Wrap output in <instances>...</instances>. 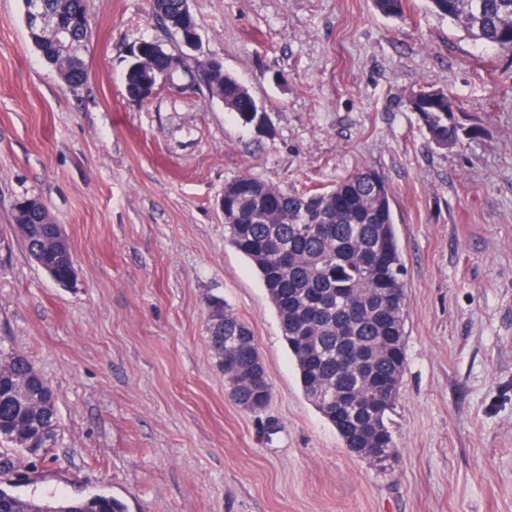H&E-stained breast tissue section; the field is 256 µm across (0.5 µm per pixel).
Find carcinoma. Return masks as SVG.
Returning a JSON list of instances; mask_svg holds the SVG:
<instances>
[{"mask_svg":"<svg viewBox=\"0 0 512 512\" xmlns=\"http://www.w3.org/2000/svg\"><path fill=\"white\" fill-rule=\"evenodd\" d=\"M185 0H153V17L180 43L192 42L198 26L184 11ZM408 0H373L375 10L401 18ZM472 41L504 49L512 40V0H428ZM46 11L70 30L75 43L89 37L85 0H43ZM42 59L58 69L62 82L77 88L86 80L84 62L65 59L46 34L29 30ZM206 71L207 87L224 91V108L258 129L259 106L249 89L221 65ZM448 93L426 86L411 94L407 108L422 116L434 145L446 149L463 141L465 124ZM49 213L35 198L16 204L15 224H42ZM226 242L260 274L278 316L305 396L330 423L346 448H375L371 461L383 464L395 451L390 415L405 365L404 264L395 231L392 197L382 177L357 170L329 189L284 191L241 176L224 185ZM28 251L54 275L68 274L67 253L46 243L45 230L22 235ZM208 342L218 365L233 367L231 398L248 411L266 407L271 386L266 369H254L257 342L247 322L224 300L209 307ZM328 389L339 397L320 399ZM57 424L56 395L48 380L21 354L0 361V440L19 448L39 431ZM3 512H126L109 494L68 499L20 497L0 487Z\"/></svg>","mask_w":512,"mask_h":512,"instance_id":"1","label":"carcinoma"}]
</instances>
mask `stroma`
Instances as JSON below:
<instances>
[{"label":"stroma","mask_w":512,"mask_h":512,"mask_svg":"<svg viewBox=\"0 0 512 512\" xmlns=\"http://www.w3.org/2000/svg\"><path fill=\"white\" fill-rule=\"evenodd\" d=\"M203 55L265 113L243 125L204 84L126 74L145 41L176 51L152 0H86L87 82L35 49L0 0V354L52 384L58 427L35 452L0 442V486L107 493L127 512H512V53L464 39L427 0H189ZM447 90L476 127L441 150L408 96ZM361 168L393 198L407 268L396 453H349L304 395L249 260L224 239L225 183L330 188ZM40 200L76 272L28 255L15 203ZM256 337L272 387L230 398L207 339L211 296Z\"/></svg>","instance_id":"obj_1"}]
</instances>
